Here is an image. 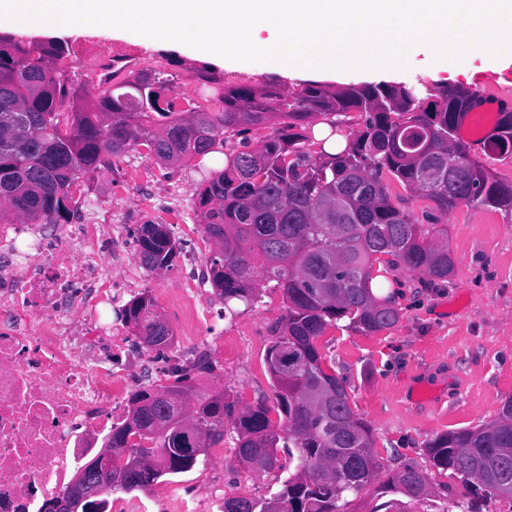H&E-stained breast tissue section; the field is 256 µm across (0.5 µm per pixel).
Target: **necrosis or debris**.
Masks as SVG:
<instances>
[{
  "label": "necrosis or debris",
  "instance_id": "necrosis-or-debris-1",
  "mask_svg": "<svg viewBox=\"0 0 512 512\" xmlns=\"http://www.w3.org/2000/svg\"><path fill=\"white\" fill-rule=\"evenodd\" d=\"M99 225L0 224V512H42L123 419L151 356L124 321L130 283L101 265Z\"/></svg>",
  "mask_w": 512,
  "mask_h": 512
}]
</instances>
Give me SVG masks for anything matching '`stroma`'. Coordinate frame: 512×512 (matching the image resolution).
<instances>
[{"instance_id": "1", "label": "stroma", "mask_w": 512, "mask_h": 512, "mask_svg": "<svg viewBox=\"0 0 512 512\" xmlns=\"http://www.w3.org/2000/svg\"><path fill=\"white\" fill-rule=\"evenodd\" d=\"M74 45L96 43L116 47L118 52L140 51L158 57L170 56L166 69L174 82L197 76L209 66L219 83L274 84L300 90L310 81L339 86L348 83H406L435 87L444 83L473 87L476 70L448 60H434L431 50L415 46L408 69L386 75L361 71L310 72L284 67L267 70L232 62H206L181 47L154 46L111 32L87 28L68 32ZM224 166L220 153L196 156L176 164H162L145 148L116 159L113 171L80 178L77 185L104 212L116 213L128 234L139 225H166L180 239L183 252L165 270H142L133 296L149 294L154 307L174 333H181L182 308L162 303V295L180 294L183 286L184 252L197 250L208 262L215 250L207 237L191 240L181 224L197 221L198 187ZM181 194L182 211L164 212L163 201L171 190ZM448 249L455 271L448 280L432 281L403 269L384 268L385 291L400 313L392 328L376 333L351 329L348 318L337 320L320 337L317 347L327 365L343 376L353 410L370 426L382 468L371 484L347 504V512H381L387 495L380 484L404 467L427 472L433 500L452 502L468 495L463 478L453 471L433 467L426 445L437 436L463 428H475L494 419L503 404L512 399V217L496 210L459 206L444 222ZM213 317L216 331L182 340L187 353L207 352L212 374L197 377L199 389H219L233 394L237 408L273 404V380L266 352L274 329L286 313L287 302L280 289L266 288L258 303L224 314V299L215 288L201 296ZM225 330L235 341L233 354L219 348L217 330ZM223 455L208 453L207 461L189 473L165 476L147 490L152 512H169L168 501L176 497L207 500L211 491L223 487L225 496L269 497L287 471L257 473L240 463L232 437H225Z\"/></svg>"}]
</instances>
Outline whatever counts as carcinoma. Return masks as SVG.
Instances as JSON below:
<instances>
[{
  "instance_id": "cac0c4a2",
  "label": "carcinoma",
  "mask_w": 512,
  "mask_h": 512,
  "mask_svg": "<svg viewBox=\"0 0 512 512\" xmlns=\"http://www.w3.org/2000/svg\"><path fill=\"white\" fill-rule=\"evenodd\" d=\"M71 48L66 38L0 32V202L26 224H58L73 214L70 190L79 177L112 169L113 159L138 146L163 164L224 153V168L199 195L200 223L215 245L210 281L231 315V301L254 305L271 282L288 302L266 352L275 406L261 402L235 419L236 457L269 472L280 468L281 448L295 463L272 496L279 512H346L347 497L373 482L380 463L371 429L351 408L343 378L323 367L316 341L345 316L366 333L399 322L391 298L372 284L376 257L430 279L454 271L447 244L391 202L388 180L428 198L433 225L462 203L512 216V182H502L457 137L471 90L310 82L285 94L274 85H238L214 88L213 111L173 115L170 79L156 71L118 85L103 78L95 100L84 101L63 68ZM351 112L363 117L362 129L344 149L326 151ZM259 125L271 133L253 148L249 133ZM498 128L483 153L511 156L512 112L499 113ZM138 242L147 269L172 265L175 242L164 225H142ZM159 317L148 295L132 299L124 313L142 344L158 349L173 339ZM175 373L171 385L132 394L129 417L112 427L107 443L153 462L104 484L101 493L190 472L201 459L187 452L196 434L208 448L224 441L234 402L223 391L200 390L183 368ZM322 388L335 394L325 409L312 400ZM426 448L433 466L455 471L473 490L438 512L512 502L503 489L512 486V400L493 420L443 434ZM391 489L415 502L431 495L428 475L412 466L394 475ZM266 503L226 497L220 512H266Z\"/></svg>"
}]
</instances>
